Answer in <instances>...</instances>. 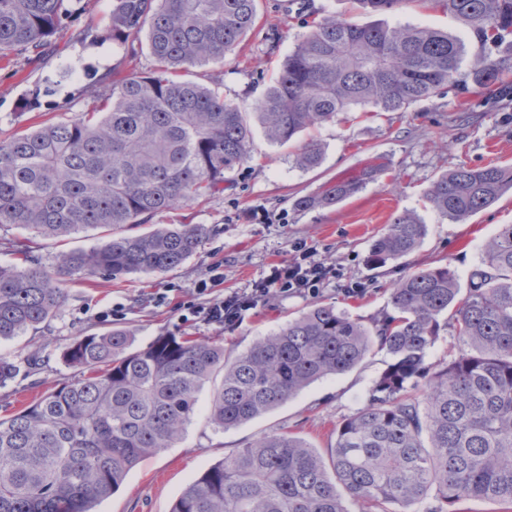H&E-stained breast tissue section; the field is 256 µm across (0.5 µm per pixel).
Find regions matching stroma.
I'll return each instance as SVG.
<instances>
[{"instance_id":"obj_1","label":"stroma","mask_w":512,"mask_h":512,"mask_svg":"<svg viewBox=\"0 0 512 512\" xmlns=\"http://www.w3.org/2000/svg\"><path fill=\"white\" fill-rule=\"evenodd\" d=\"M111 8L112 0H81L72 21L46 45L28 49L17 60H0L1 137L49 120L75 118L92 104L88 84L105 91L113 80L153 69L146 50L135 53L107 37L104 20ZM258 12L256 26L225 55L223 64L195 67L189 73L191 80L204 84L221 81L225 99L246 110L255 106L306 35L307 19L336 15L368 21L352 0H258ZM387 22L466 34L443 0H427L422 6L406 0ZM310 142L319 144L323 159L317 168L306 170L293 157ZM254 147L249 162L226 173L224 193L156 216L159 224L211 228L207 242L184 264L161 275L65 281L66 301L48 322L0 341V357L19 366L13 379L0 384V417L16 414L49 390L78 379V371L60 358L75 337L126 328L141 348L158 336L186 333L223 339L225 352L236 354L277 332L312 301L270 297L234 328L182 321L186 306L196 299V283L208 278L212 268L224 274L221 292H241L271 266L292 260L293 243L304 240L341 273L322 287L317 299L368 326L389 311L391 283L410 271L448 264L460 284H468L483 245L501 225L512 224L511 191L458 223L439 217L425 198L430 184L458 165H512L511 99L494 102L479 91L450 92L404 112L342 113L335 121L301 132L284 147L268 143L259 132ZM372 167L379 170L376 179L347 199L308 211L295 208L298 197L320 194L328 183L355 179ZM401 212L426 224L422 244L386 267H369L370 244ZM345 282L362 283L364 290L345 294ZM118 303L123 316L103 318V311ZM387 360L386 352L373 350L354 370L313 382L281 406L225 431L209 423V395L200 393L182 440L141 459L119 489L98 504L97 512H171L190 482L268 433L288 432L317 449L329 447L341 421L364 405L372 380Z\"/></svg>"}]
</instances>
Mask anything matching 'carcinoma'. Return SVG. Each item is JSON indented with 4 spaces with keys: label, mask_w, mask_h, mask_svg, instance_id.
<instances>
[{
    "label": "carcinoma",
    "mask_w": 512,
    "mask_h": 512,
    "mask_svg": "<svg viewBox=\"0 0 512 512\" xmlns=\"http://www.w3.org/2000/svg\"><path fill=\"white\" fill-rule=\"evenodd\" d=\"M256 2L114 0L112 40L146 42L157 68L115 80L104 94L88 87L95 105L73 119L0 139V229L25 232L15 249L21 263L0 265V340L52 318L65 303L67 278L163 274L194 255L209 238L206 225L150 220L224 192V174L251 158L255 122L283 146L359 107L404 111L472 85L492 98L512 96V0H445L477 45L472 55L465 39L437 29L325 17L253 112L224 100L216 85L179 78L223 63L254 28ZM354 2L385 15L406 0ZM75 13L73 0H0V55L47 43ZM321 159L315 144L294 154L300 168ZM358 188L333 184L295 205L330 206ZM506 190L511 165H460L426 198L460 222ZM89 231L96 245L60 252L48 266L32 255L37 238ZM425 232L413 214L394 215L367 264L377 269L409 255ZM390 304L393 313L366 327L316 302L233 356L187 334L136 351L125 328L73 339L61 357L82 377L0 418V512H96L141 457L183 437L205 385L209 421L224 431L353 370L375 345L390 361L329 448L287 432L264 435L189 483L172 512H350L344 492L359 512H388L389 503L429 502L427 512L468 499L512 504V224L484 245L466 293L447 265L400 277ZM446 328L459 347L433 370L426 356Z\"/></svg>",
    "instance_id": "obj_1"
}]
</instances>
